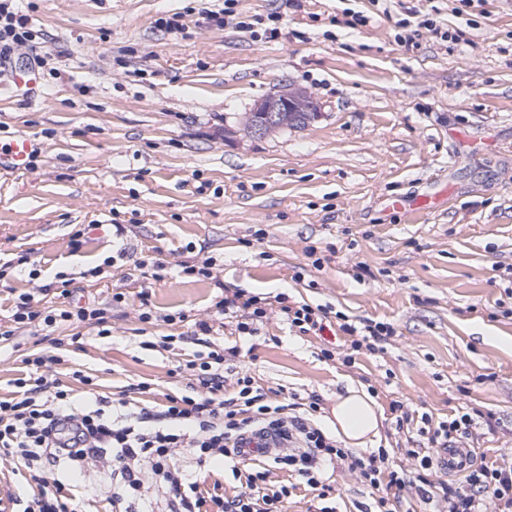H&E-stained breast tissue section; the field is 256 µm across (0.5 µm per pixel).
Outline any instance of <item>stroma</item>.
<instances>
[{
  "mask_svg": "<svg viewBox=\"0 0 512 512\" xmlns=\"http://www.w3.org/2000/svg\"><path fill=\"white\" fill-rule=\"evenodd\" d=\"M196 0H22L29 26L56 54L57 73L40 71L28 96L15 75L29 68L14 49L0 69V146L31 137L33 169L0 175V264L27 251L39 275L14 269L0 281V325L19 294L56 301L57 273L73 278L74 299L107 304L114 288L127 301L112 310V333L63 325L54 342L28 329L17 345L0 344V397L27 375L21 349L38 347L63 361L52 375L78 405L91 394L151 386L164 403L184 382L171 370L207 348L238 347L234 364L257 384L332 408L338 393L372 391L381 415L372 447H395L394 461L417 476L401 454L410 437L390 410L400 401L445 418L460 408L494 414L488 459L512 457V0H407L467 39L439 42L420 30L414 44L396 42L398 6L371 0H239L245 15L278 12L282 34L253 38L233 26L216 29L191 14ZM371 17L359 30L344 9ZM186 13L170 34L159 19ZM301 87L321 107L317 118L265 138L243 131L245 113L283 86ZM234 130L225 138V130ZM445 192L440 208L417 215L388 210L394 199ZM125 226L116 235L114 223ZM86 226L80 248L70 238ZM315 247L321 268L311 265ZM125 249L123 266L88 271ZM166 262L155 280L135 259ZM216 260L225 287L328 306L351 320L391 323L384 350L340 360L345 339L300 334L270 314L257 336L223 330L190 339L213 313L214 282L179 277L177 266ZM370 276L357 278L358 265ZM183 322L138 318V294ZM173 335L170 347L161 336ZM336 349V359L322 358ZM93 386L74 380L73 371ZM51 476L72 489L86 512H112L96 484L65 463ZM336 512H371V490L336 469Z\"/></svg>",
  "mask_w": 512,
  "mask_h": 512,
  "instance_id": "stroma-1",
  "label": "stroma"
}]
</instances>
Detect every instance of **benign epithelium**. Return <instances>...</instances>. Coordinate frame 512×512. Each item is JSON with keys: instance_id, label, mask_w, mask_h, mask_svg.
<instances>
[{"instance_id": "7a95c632", "label": "benign epithelium", "mask_w": 512, "mask_h": 512, "mask_svg": "<svg viewBox=\"0 0 512 512\" xmlns=\"http://www.w3.org/2000/svg\"><path fill=\"white\" fill-rule=\"evenodd\" d=\"M318 115L314 96L304 88L288 86L270 94L244 119V130L251 136L264 138L288 125L306 123Z\"/></svg>"}]
</instances>
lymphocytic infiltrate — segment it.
I'll list each match as a JSON object with an SVG mask.
<instances>
[{"mask_svg": "<svg viewBox=\"0 0 512 512\" xmlns=\"http://www.w3.org/2000/svg\"><path fill=\"white\" fill-rule=\"evenodd\" d=\"M237 3L224 0L222 12L204 7L200 13L219 26L231 18L239 30L251 33L259 28L267 38L278 37L277 13L244 16L238 14ZM28 22L16 0H0L1 59L16 47H33ZM70 285V279H62L60 295L65 302L57 307L41 309L34 306L31 295H20L10 326L0 328V343L11 341L20 325L50 333L69 323L94 329L101 336L107 334L112 308L124 302V293H113L111 304L106 306L93 302L71 306L67 303L72 295ZM214 307L240 336L257 335L260 324L274 311L303 334L338 327L350 338L351 352L343 358L347 364L352 363L354 352L380 349L395 334L392 325L370 319L332 324L329 308L292 303L283 293L271 300L226 289ZM236 353L233 347L225 352L214 349L187 361L175 374L187 379L190 394L166 395L158 409L141 403V395L149 389L145 383L129 385L118 398L99 397L93 406L76 409L70 390L49 375L58 356H26L24 362L32 366L34 377L16 379L14 395L0 398V453L23 462L37 492L29 498L12 497V504L22 507L23 512H78L63 484L50 476L51 465L62 460L86 476L94 468H103L109 476L112 512H155L143 481L147 475L160 488L167 512H286L292 486L271 485L269 469L254 467L238 447L243 434L260 430L298 441L300 451L276 457L275 463L316 492L322 501L316 512H335L325 500L332 490L328 472L338 467L359 474L375 490L377 512H396L404 492L417 481L423 484L422 498L443 503L445 512H487L490 502L496 512H512V461L469 465L466 473L452 482L431 483L426 477L434 467L438 449L472 437L476 430L494 429L492 414L458 411L436 422L425 414L414 417L402 404L393 403L397 424L416 419L421 422L418 433L423 445L406 451L422 469L414 480L404 470L390 467L388 449L362 455L343 448L317 421L322 405L318 395H311L305 403L287 400L279 392L264 390L242 372L234 388L226 389L224 363L227 356ZM183 453L192 456L200 467L224 458L236 482L233 493L203 496L197 482L179 463Z\"/></svg>", "mask_w": 512, "mask_h": 512, "instance_id": "f902f5d3", "label": "lymphocytic infiltrate"}]
</instances>
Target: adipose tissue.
<instances>
[{
  "instance_id": "1",
  "label": "adipose tissue",
  "mask_w": 512,
  "mask_h": 512,
  "mask_svg": "<svg viewBox=\"0 0 512 512\" xmlns=\"http://www.w3.org/2000/svg\"><path fill=\"white\" fill-rule=\"evenodd\" d=\"M331 416L337 436L351 446L366 444L379 431L380 416L373 399L353 386L337 395Z\"/></svg>"
}]
</instances>
